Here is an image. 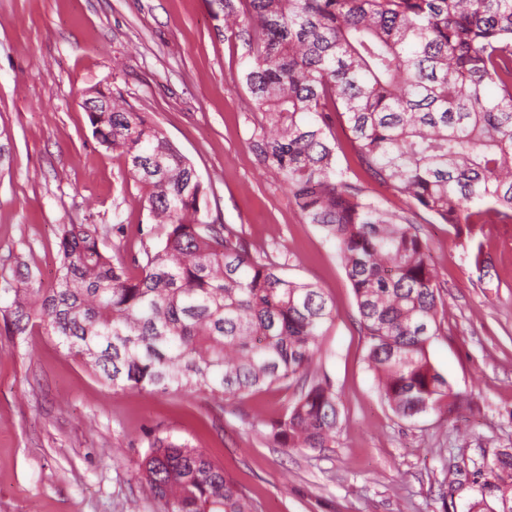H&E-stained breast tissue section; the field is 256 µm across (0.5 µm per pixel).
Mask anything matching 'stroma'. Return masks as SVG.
<instances>
[{"mask_svg": "<svg viewBox=\"0 0 512 512\" xmlns=\"http://www.w3.org/2000/svg\"><path fill=\"white\" fill-rule=\"evenodd\" d=\"M249 63L206 0H0V309L25 275L53 279L59 225H100L104 247L129 252L150 229L143 190L83 108L89 87L120 90L192 163L212 216L333 301L320 370L340 403L335 447L273 443L268 422L292 390L231 401L115 390L42 331L0 326V512H159L140 468L158 436L201 449L258 512H444L448 500L466 512L474 471L512 448V224L472 234L378 188L389 211L414 214L429 248L442 288L429 357L457 395L452 409L398 417L368 365L335 243L251 149Z\"/></svg>", "mask_w": 512, "mask_h": 512, "instance_id": "obj_1", "label": "stroma"}]
</instances>
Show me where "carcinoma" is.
<instances>
[{
	"label": "carcinoma",
	"mask_w": 512,
	"mask_h": 512,
	"mask_svg": "<svg viewBox=\"0 0 512 512\" xmlns=\"http://www.w3.org/2000/svg\"><path fill=\"white\" fill-rule=\"evenodd\" d=\"M245 46L257 114L252 148L302 217L336 243L355 294L368 360L391 409L411 419L453 404L431 363L439 285L416 222L338 167L335 125L367 177L444 224L512 223V0H218ZM88 115L92 136L124 157L155 227L125 259L94 224L58 228L54 281L26 276L4 325L35 326L114 388L189 391L224 400L298 392L270 423L282 448H334L330 379L313 369L332 303L312 283L251 252L211 220L190 161L120 92ZM479 469L467 512H512L499 481L512 449ZM146 487L161 512H255L202 450L149 443ZM496 499L499 509L487 508Z\"/></svg>",
	"instance_id": "obj_1"
}]
</instances>
